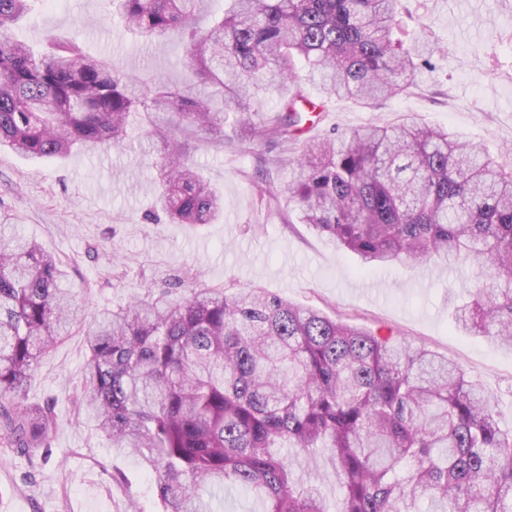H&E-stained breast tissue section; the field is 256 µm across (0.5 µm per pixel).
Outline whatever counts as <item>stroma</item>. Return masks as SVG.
I'll return each mask as SVG.
<instances>
[{
    "mask_svg": "<svg viewBox=\"0 0 512 512\" xmlns=\"http://www.w3.org/2000/svg\"><path fill=\"white\" fill-rule=\"evenodd\" d=\"M427 24L441 51L406 95L378 106L307 96L327 117L312 138L369 123L411 117L486 146L512 165V0H405ZM76 38L92 55L124 72L178 84L186 77V36L141 42L110 13L108 0H34L18 35L31 45L46 32ZM145 124L128 129L123 145L77 151L34 165L0 152V224L16 225L54 254L90 313L125 304L135 294L166 293L176 302L184 284L234 293L263 288L376 335L425 347L460 365L496 403L502 428H512V352L482 336H463L452 313L474 288L466 266L397 264L363 273L356 255L337 248L298 220L283 189L297 147L270 148L260 138L192 142L191 157L224 193V216L204 226L147 221L155 190L154 163L165 145ZM87 361L81 330L39 362L25 402H54L49 453L0 448V512H158L154 484L135 458L111 448L79 413L76 398ZM128 479L117 486L113 475Z\"/></svg>",
    "mask_w": 512,
    "mask_h": 512,
    "instance_id": "obj_1",
    "label": "stroma"
}]
</instances>
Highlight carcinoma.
<instances>
[{
  "label": "carcinoma",
  "instance_id": "carcinoma-1",
  "mask_svg": "<svg viewBox=\"0 0 512 512\" xmlns=\"http://www.w3.org/2000/svg\"><path fill=\"white\" fill-rule=\"evenodd\" d=\"M32 0H0V151L65 158L123 142L132 116L177 118L158 162L172 224H211L224 195L190 160L189 140L224 137V112L288 90L278 112L242 113L247 136L298 142L314 112L299 69L327 97L378 101L415 86L438 51L409 30L403 0H110L143 41L190 33L178 86L131 79L74 40L36 51L16 28ZM210 17L209 26L200 22ZM303 223L358 256L468 264L471 300L456 329L512 349V168L444 127L407 119L306 143L286 188ZM63 270L0 224V447H49L54 406L25 404L40 357L86 319ZM79 410L134 454L160 512H208L201 489L253 494L260 512H330L318 481L286 454L336 461V512H512V430L456 363L329 318L263 288H192L171 302L133 297L93 317Z\"/></svg>",
  "mask_w": 512,
  "mask_h": 512
}]
</instances>
